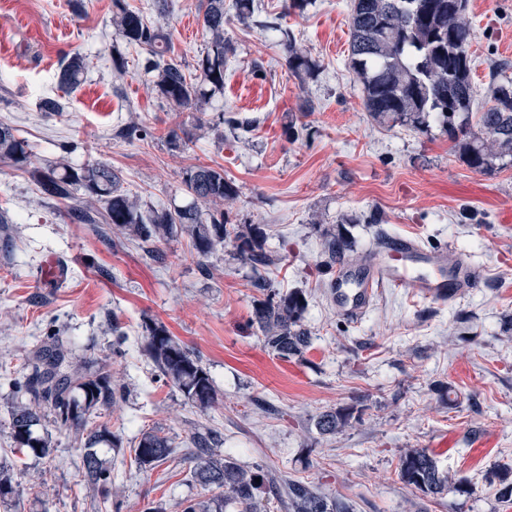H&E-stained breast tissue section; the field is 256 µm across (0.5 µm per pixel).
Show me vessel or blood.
Listing matches in <instances>:
<instances>
[{
  "mask_svg": "<svg viewBox=\"0 0 512 512\" xmlns=\"http://www.w3.org/2000/svg\"><path fill=\"white\" fill-rule=\"evenodd\" d=\"M385 286L424 300L450 302L477 288L478 280L454 253L427 251L412 239L395 236L370 253L362 266L337 268L332 293L338 313L361 318L375 289Z\"/></svg>",
  "mask_w": 512,
  "mask_h": 512,
  "instance_id": "b4317fda",
  "label": "vessel or blood"
}]
</instances>
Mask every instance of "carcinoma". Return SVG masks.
Wrapping results in <instances>:
<instances>
[{"label":"carcinoma","instance_id":"carcinoma-1","mask_svg":"<svg viewBox=\"0 0 512 512\" xmlns=\"http://www.w3.org/2000/svg\"><path fill=\"white\" fill-rule=\"evenodd\" d=\"M199 15L206 44L194 71L188 72L173 56L170 35L161 25L145 20L126 0H112V23L127 44L146 51L143 70L155 74L161 97L177 110L204 112L212 97L224 92V70L232 53L224 40V0H199ZM351 24L349 67L362 85L364 107L374 121L422 133L437 122L470 169L492 174L512 166V78L499 69L490 72L489 106L473 111L477 90L472 81L467 0H351ZM282 36L288 73L300 80L310 75L315 62L291 32L284 30ZM87 68L85 55L71 53L60 69L59 86L69 92L78 88ZM219 123L246 133L255 126L253 120L236 113L219 117ZM0 161L27 172L47 199L67 206L70 219L112 226V232L137 241L151 260L159 258V244L185 235L202 271L209 275L211 255L224 242H234L237 256L252 269L251 287L262 292V298L255 301L251 324L274 355L287 361L303 359L311 345V333L304 325L306 298L300 290L278 291L263 275L279 259L266 250L261 227L251 225L244 231L231 221L224 205L233 204L239 190L224 177V168H187L183 183L192 202L158 209L143 207L139 195L123 187L119 173L98 159L76 166L66 162L34 166L28 143L8 126H0ZM353 251V241L343 233L323 240L330 269L345 262ZM146 331L147 355L164 383L202 411L215 407L219 394L200 356L171 336L162 323L154 322ZM25 369L29 373L15 384L11 410L14 448L38 458L50 455L49 440L37 431L48 413L59 427L74 433L83 448L85 480L109 495L112 465L101 457L99 447L118 451L122 438L105 423L89 427V417L115 405L112 372L104 364L93 372L73 365L57 342L27 359ZM353 419L352 407L328 410L317 416L316 428L322 435L334 436ZM191 445V478L207 495L189 501L182 512H354L347 498L329 499L317 487L286 479L262 461L245 468L230 453L215 456L206 434L194 436ZM134 452L139 466L153 468L174 454V446L169 437L147 429L141 432ZM398 475L406 486L426 497L436 498L450 485L461 495L475 493L463 478L451 482L429 448L406 449L399 458ZM498 481V503L512 504L509 474L498 476Z\"/></svg>","mask_w":512,"mask_h":512}]
</instances>
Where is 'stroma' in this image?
Listing matches in <instances>:
<instances>
[{
	"label": "stroma",
	"mask_w": 512,
	"mask_h": 512,
	"mask_svg": "<svg viewBox=\"0 0 512 512\" xmlns=\"http://www.w3.org/2000/svg\"><path fill=\"white\" fill-rule=\"evenodd\" d=\"M149 20H161L173 51L194 68L206 38L199 0H173L159 17L154 0H127ZM284 0H254L253 20L230 17L224 36L234 46L224 80L207 112L172 111L152 78L112 25V0H91L74 17L68 0H0V123L33 150L35 166L83 163L94 157L119 170L144 203L181 206L191 165H220L239 190L230 207L236 224H258L279 259L276 288L308 294L304 323L312 346L304 361L269 352L252 327L251 270L232 245L203 275L188 240L161 244L149 261L138 243L113 246L112 231L79 224L45 199L28 174L0 162V465L12 478L0 512H182L202 496L187 457L196 432L213 431L216 453L231 450L245 467L266 460L282 475L319 488L328 498L355 501L356 512H512L497 506L488 479L494 465L512 467V168L492 175L471 170L438 126L425 133L388 128L366 112L361 85L349 68L350 0H313L304 14H284ZM470 51L478 101L487 97L490 68L512 66V0H468ZM316 59L308 79L289 76L283 30ZM121 49L124 71L112 67ZM86 55L82 85L63 95L58 73L68 53ZM66 97L67 110H39ZM255 119L249 133L217 134L219 113ZM308 132L293 140L288 122ZM149 135L116 138L129 120ZM176 131L185 148L170 145ZM380 213L388 234L427 249L460 254L479 285L449 303L379 289L355 322L336 310L323 233L346 232L351 264L375 245ZM64 279H46L50 259ZM163 323L198 353L222 396L202 411L163 383L148 358L147 325ZM59 339L72 362L106 361L123 387L111 411L99 415L123 441L108 452L112 496L85 481L83 451L51 418L38 428L51 455L14 452L9 434L13 382L26 357ZM276 408L262 412L258 401ZM354 406L361 420L333 436L315 427L319 413ZM171 438L175 458L155 468L134 462L142 430ZM433 449L441 470L476 488L465 497L433 499L398 476L400 454Z\"/></svg>",
	"instance_id": "obj_1"
}]
</instances>
